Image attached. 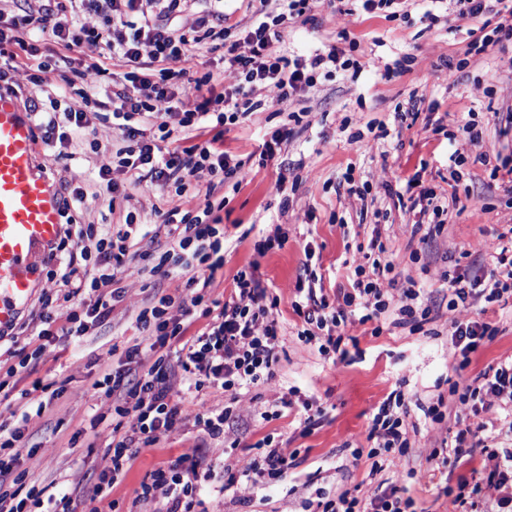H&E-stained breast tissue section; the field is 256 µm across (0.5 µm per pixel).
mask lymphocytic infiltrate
<instances>
[{"label": "lymphocytic infiltrate", "mask_w": 512, "mask_h": 512, "mask_svg": "<svg viewBox=\"0 0 512 512\" xmlns=\"http://www.w3.org/2000/svg\"><path fill=\"white\" fill-rule=\"evenodd\" d=\"M423 14L437 24L442 8L460 19L487 14L498 22L481 40L482 47L512 38V0H430ZM98 15L100 25L75 26L76 6ZM158 6L162 14L179 8L180 0H52L51 6L29 13L0 29V45L14 44L26 55L37 58L35 85H62L77 90L79 102L69 106L62 117H49L47 127L56 130L67 123L81 132L89 121L84 109L89 103L87 89L76 79L59 73L48 61L39 60V50L28 42L30 33L51 32L56 44L69 49L89 44L105 46L112 57L125 63L124 83L117 93L124 110L113 111L112 126L119 130L115 151H97L98 195L109 206L127 199L132 188L150 183L161 195L173 194L186 201L185 207L163 212L164 251L137 252L132 248L143 228L141 217L128 213L124 223L77 224L67 222L56 247L46 259L49 278L59 279L62 291L55 299L43 300L34 360L48 359L51 347L65 339L85 335L90 323L105 321L122 301L123 278L181 276L185 283L175 292L156 298L141 309L136 321L142 329L140 341L128 347L129 359L140 368L136 376L125 371L104 370L95 389L115 396L111 412L90 404L93 437L106 438L103 459L107 480L96 484L90 496L97 501L108 497L130 471L141 449L155 446L185 420L194 419L205 437H224V425L247 386L276 384L280 362L282 326L267 303L257 265L237 272L228 296L212 297L209 290L217 271L224 266V226L219 213L223 201L214 193L226 181L240 178L241 160L224 151L228 126L245 119L255 106V95L280 102L315 88L322 71L335 68L344 53L338 47L317 49L307 55L286 58L279 45L285 38L286 19L303 16L310 0H260L255 21L240 38L227 41L224 26L200 20L196 29L183 32L153 20L147 9ZM223 50L224 65L236 72L239 82L231 90L217 91L212 73L191 75L188 64L197 47ZM180 62L172 70L171 62ZM166 142L167 151H157L156 141ZM412 206L418 207L422 223L441 227L448 221V200L411 177ZM484 253L493 265L489 279L444 275L449 309L467 310L477 299L500 302L512 299V226L505 227ZM393 260L374 259L370 266H356L350 291L341 304H331L325 295L304 282L295 285L291 302L302 320L296 334L315 344L319 353L349 355L351 327L383 318H396L399 325L421 330L431 308L427 291L414 279H407L399 293H390L382 283L392 273ZM205 324L191 331L197 318ZM453 357L467 366L472 353L498 332L497 326L482 320L450 324ZM224 390L229 401L222 407L209 405L208 389ZM460 410L480 414L497 407L503 414L499 436L512 435V357H507L475 377L470 383L452 385ZM48 404L31 399L29 411L0 420V504L8 512H77L71 494H48L30 486L12 485L16 468L33 459L28 446V425L42 416ZM404 395L392 391L377 408L367 439L369 451L354 449V457L371 458L372 473L385 465H398L409 448ZM484 448L487 463L479 477L460 479L454 501L460 512H512V448H485L477 430L464 426L452 438L454 459L473 455ZM254 453L239 473L229 474L224 490L252 494L277 485L287 475L298 451L287 444L263 437L253 445ZM216 478L213 465L206 463L198 449H186L175 460L147 473L139 484L134 502L149 512H200ZM315 512H421L407 487L390 485L382 494L359 497L342 492L336 498L318 501Z\"/></svg>", "instance_id": "obj_1"}]
</instances>
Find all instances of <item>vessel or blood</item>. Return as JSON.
I'll use <instances>...</instances> for the list:
<instances>
[{
  "instance_id": "1",
  "label": "vessel or blood",
  "mask_w": 512,
  "mask_h": 512,
  "mask_svg": "<svg viewBox=\"0 0 512 512\" xmlns=\"http://www.w3.org/2000/svg\"><path fill=\"white\" fill-rule=\"evenodd\" d=\"M35 129L0 92V330L32 298L39 261L63 233L62 207L34 160Z\"/></svg>"
}]
</instances>
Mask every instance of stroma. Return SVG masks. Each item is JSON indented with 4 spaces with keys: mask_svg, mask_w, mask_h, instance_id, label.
Segmentation results:
<instances>
[{
    "mask_svg": "<svg viewBox=\"0 0 512 512\" xmlns=\"http://www.w3.org/2000/svg\"><path fill=\"white\" fill-rule=\"evenodd\" d=\"M347 0H316L305 16L291 20L290 54L301 55L335 46L344 50L354 66L319 76L315 88L299 99L258 107L247 120L224 134V147L244 163L240 186L225 183L222 212L226 248L224 268L213 285V296L229 293L237 271L251 262L260 265L262 287L277 297L276 315L285 330L284 352L277 371L276 389L247 387L239 396L238 411L225 429L237 446L219 441H201L194 420H186L159 444L141 450L125 480L99 504L101 512H129L134 491L143 477L160 464L175 459L184 449L201 445V453L214 468L242 464L251 446L262 437L287 441L298 449L295 466L277 486L255 494L249 503L232 497L221 501L223 512H308L319 498H330L344 490L367 497L380 478L409 485L425 512H454L447 487L470 477L468 464L442 463L430 459L449 430L455 429L456 407H448L443 423L426 417L438 397L448 396L452 383H466L505 357L512 356V300L489 303L485 317L498 332L470 356L464 369H457L448 323V293L440 281L451 264L481 278L491 266L482 246L493 240L505 225H512V208L505 204L506 174L492 176L499 158L512 157V130L503 114L512 106V40L476 53L470 44L484 24L483 18H441L433 26L422 19L421 0H411L407 14L393 18L385 14L346 15ZM223 10L236 28L254 20V7L245 0H182L170 21L177 27L196 26L199 18ZM44 46L54 47L51 38ZM52 65L62 72L85 70L99 64L122 74L118 62L99 47L70 50L54 47ZM465 68H458L459 60ZM307 111L305 123L285 152L262 161L265 134L286 123L289 113ZM415 111V118L401 122L395 115ZM473 114L479 130L493 149L487 162L476 159L477 151L464 140H449L457 122ZM442 132H434V125ZM118 134L111 125L96 123L94 130L72 137L68 143L47 137L36 128V163L57 189L73 181L87 191L96 188V156L91 141L111 148ZM468 156L460 180L448 173L452 152ZM420 176L424 185L451 197L448 222L439 234L421 240L413 226L419 215L408 201L385 194L383 183L405 185ZM296 183L290 194V209L280 213V199L270 192L278 178ZM359 187L361 197L348 195L349 186ZM172 207V199H159L156 191L143 186L115 210L99 205L77 212L85 224H116L123 213L136 210L146 223H156L153 203ZM397 258L393 274L397 282L412 278L424 282L431 293L430 306L436 316L430 331L412 332L389 324L354 327L356 349L345 361L319 354L316 347L299 340L295 325L299 318L291 300L297 281H313L329 302L337 291L349 287L354 265L361 263L362 247L373 234ZM276 235L280 247L258 253L259 241ZM128 292L107 320L93 326L85 336L56 345L54 356L30 365L17 375V389L30 388L34 380L51 384L55 397L47 414L33 419L29 440L37 448L36 459L27 463L25 484L47 488L50 493L79 495L91 490L102 476L99 462L106 443L76 439L88 417V399L102 369H126L127 347L139 338L135 317L155 292L181 287L178 278H151L147 283L127 280ZM57 280H42L37 296L23 308L17 332L18 347L33 350L42 328L40 298L56 296ZM404 393L408 404L406 424L410 448L401 464L387 468L383 477L370 473L367 457H354L353 449L367 447L372 412L393 390ZM290 394L292 405L279 417L262 421L261 411L277 410L279 397ZM321 397L325 408L320 423L304 430L302 402ZM478 425L479 417L462 416ZM434 472L432 480L410 483L408 470Z\"/></svg>",
    "mask_w": 512,
    "mask_h": 512,
    "instance_id": "stroma-1",
    "label": "stroma"
}]
</instances>
